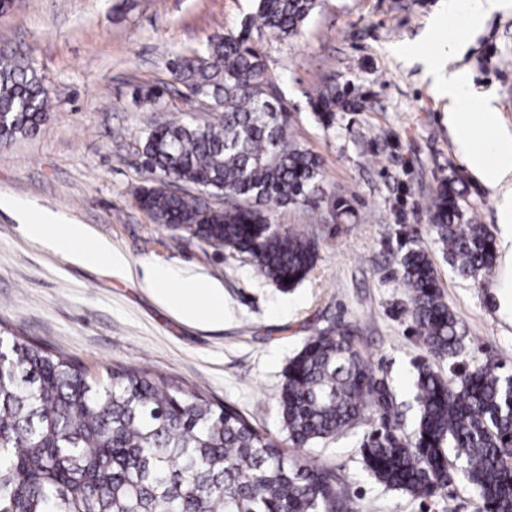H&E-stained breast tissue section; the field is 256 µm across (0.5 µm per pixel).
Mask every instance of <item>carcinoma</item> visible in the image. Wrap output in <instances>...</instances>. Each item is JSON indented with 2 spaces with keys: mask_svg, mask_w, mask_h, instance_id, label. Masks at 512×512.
Here are the masks:
<instances>
[{
  "mask_svg": "<svg viewBox=\"0 0 512 512\" xmlns=\"http://www.w3.org/2000/svg\"><path fill=\"white\" fill-rule=\"evenodd\" d=\"M240 30L168 62L171 80L213 112L169 119L138 137L147 184L136 201L155 224L184 229L246 254L282 289L316 265L313 238L269 222L268 208H316L324 199L319 158L290 132L292 111L261 40H295L318 0H255ZM139 86L143 104L188 112ZM369 93L325 85L309 103L330 128L361 112ZM50 96L29 60L0 51V148L37 133ZM194 189L183 195L167 180ZM464 182H438L431 226L461 278L489 273L496 248L467 216ZM399 258L411 317L428 351L455 357L463 335L443 301L436 269L406 231ZM512 375L497 366L418 365L417 416L395 421L393 394L355 336L338 326L309 338L288 362L279 391L282 434L256 427L229 405L162 375L114 365L92 377L67 354L25 336H0V512H353L338 476L302 451L372 415L361 442L366 468L415 497H438L463 476L485 512H512Z\"/></svg>",
  "mask_w": 512,
  "mask_h": 512,
  "instance_id": "carcinoma-1",
  "label": "carcinoma"
}]
</instances>
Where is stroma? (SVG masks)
<instances>
[{
	"label": "stroma",
	"instance_id": "stroma-1",
	"mask_svg": "<svg viewBox=\"0 0 512 512\" xmlns=\"http://www.w3.org/2000/svg\"><path fill=\"white\" fill-rule=\"evenodd\" d=\"M448 0H320L298 40L264 39L270 69L293 111L292 131L323 164L327 196L316 209L271 208V223L307 231L317 263L282 291L245 255L155 224L136 203L137 138L163 122L133 99L136 86L169 82L176 51L239 30L253 0H14L0 11V49L22 50L51 89L47 121L34 136L0 149V195L31 212L87 225L122 254L124 271L83 265L28 239L16 211L0 209V330L30 337L81 360L94 373L121 364L155 371L235 406L279 433L277 399L288 360L317 332L354 328L361 349L393 393L405 427L416 417L419 364L447 372L499 364L512 371V317L492 273L459 278L429 228L421 203L439 179L458 174L469 215L498 232L494 193L468 169L448 131V97L424 62L426 36ZM482 111L492 98L512 130V0L450 57ZM370 92L364 111L319 124L308 94L325 82ZM355 213L336 223L330 199ZM415 226L463 332L453 359L432 357L410 316L398 265ZM168 263L224 288V323L181 321L142 284V267ZM364 426L305 452L332 469L356 512H480L457 480L446 495L414 497L379 483L360 453Z\"/></svg>",
	"mask_w": 512,
	"mask_h": 512
}]
</instances>
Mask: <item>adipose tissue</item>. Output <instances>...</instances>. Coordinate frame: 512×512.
Returning a JSON list of instances; mask_svg holds the SVG:
<instances>
[{
    "mask_svg": "<svg viewBox=\"0 0 512 512\" xmlns=\"http://www.w3.org/2000/svg\"><path fill=\"white\" fill-rule=\"evenodd\" d=\"M447 87L451 104L448 126L468 168L496 194L500 247L506 261L512 263V131L501 124L492 104H485L476 119L463 112L469 92L459 71H449ZM23 232L32 240L47 243L55 253L84 264L103 263L111 269L127 265L109 244L91 240L86 225L62 223L50 212L26 219ZM143 283L184 322H224V289L208 277L158 263L145 268Z\"/></svg>",
    "mask_w": 512,
    "mask_h": 512,
    "instance_id": "adipose-tissue-1",
    "label": "adipose tissue"
}]
</instances>
